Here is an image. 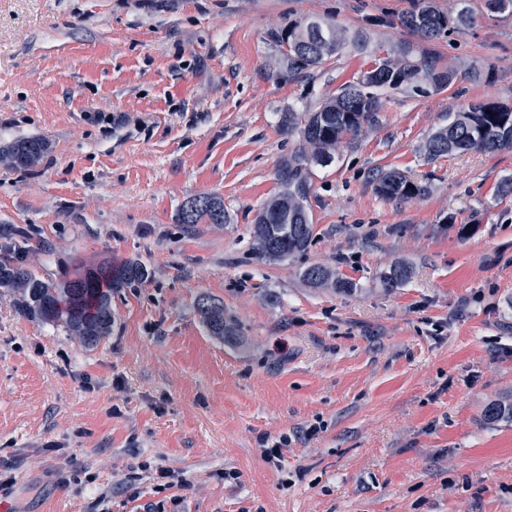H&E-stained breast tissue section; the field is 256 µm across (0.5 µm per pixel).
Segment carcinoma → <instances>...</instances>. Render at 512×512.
Listing matches in <instances>:
<instances>
[{"label":"carcinoma","mask_w":512,"mask_h":512,"mask_svg":"<svg viewBox=\"0 0 512 512\" xmlns=\"http://www.w3.org/2000/svg\"><path fill=\"white\" fill-rule=\"evenodd\" d=\"M461 7L448 13L432 5V0H418L415 10L401 23L427 39L462 29L472 16L465 0ZM291 66L322 64L338 54L347 44L346 35L323 19L296 21L284 33ZM453 66L439 68L432 60L412 62L403 56L384 57L352 82L343 84L336 95L313 112H288L283 122L288 131H300L301 143L276 171L279 193L266 201L255 219L251 250L265 263H276L305 252L312 242L308 199L311 194L310 171L314 165H329L342 143L353 141L363 128L373 123L383 107L379 89H397L408 85L418 91H435L450 87L457 79ZM512 149V108L485 99L462 107L447 127L435 132L428 141L429 155L449 153H492ZM45 151L36 139L14 143L5 159L14 167L34 165ZM375 190L387 200L405 201L419 197L425 188L398 171L377 175ZM224 202L212 195L188 200L180 211V222L195 224L226 223ZM411 274L410 268L398 263L384 275L388 288H398ZM147 268L137 261L121 266L111 264L91 267L60 283L44 281L31 270L0 259V288L18 294L24 313L31 319L62 326L87 347L96 345L112 329V291L129 288L147 278ZM302 279L315 288L333 287L350 292L353 284L341 279L330 267L312 264L301 271ZM195 308L208 333L222 339L237 335V325L224 313V304L202 295ZM488 423L512 421V403L491 401L483 410Z\"/></svg>","instance_id":"obj_1"}]
</instances>
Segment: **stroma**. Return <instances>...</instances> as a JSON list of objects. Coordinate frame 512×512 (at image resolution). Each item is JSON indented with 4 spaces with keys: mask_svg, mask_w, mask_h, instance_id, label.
<instances>
[{
    "mask_svg": "<svg viewBox=\"0 0 512 512\" xmlns=\"http://www.w3.org/2000/svg\"><path fill=\"white\" fill-rule=\"evenodd\" d=\"M414 6L0 0V151L46 145L32 167L0 163V256L54 281L149 271L113 292L92 347L0 290V512H512V422L482 418L512 396V151H427L462 106L512 107V14L469 0L472 25L429 40L399 22ZM307 18L365 44L289 67L281 36ZM405 50L454 65L455 83L384 90L376 122L311 170L308 250L252 258L299 146L284 114ZM392 169L428 193L382 199ZM202 194L227 223L180 224ZM397 262L409 280L384 287ZM316 263L353 291L310 287ZM202 295L237 336L207 333Z\"/></svg>",
    "mask_w": 512,
    "mask_h": 512,
    "instance_id": "stroma-1",
    "label": "stroma"
}]
</instances>
